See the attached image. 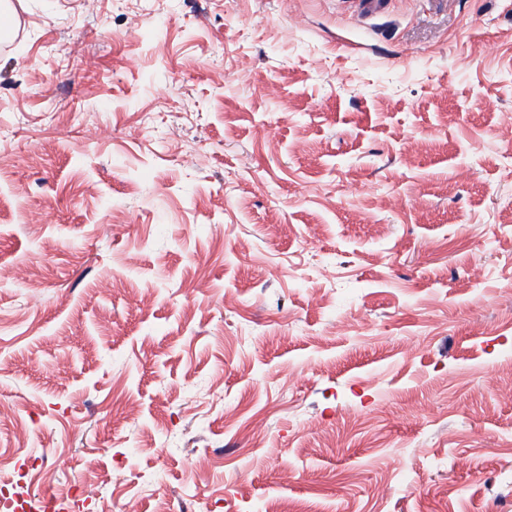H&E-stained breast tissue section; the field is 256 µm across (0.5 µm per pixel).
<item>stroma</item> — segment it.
<instances>
[{
  "instance_id": "obj_1",
  "label": "stroma",
  "mask_w": 512,
  "mask_h": 512,
  "mask_svg": "<svg viewBox=\"0 0 512 512\" xmlns=\"http://www.w3.org/2000/svg\"><path fill=\"white\" fill-rule=\"evenodd\" d=\"M11 4L0 481L512 512V0Z\"/></svg>"
}]
</instances>
